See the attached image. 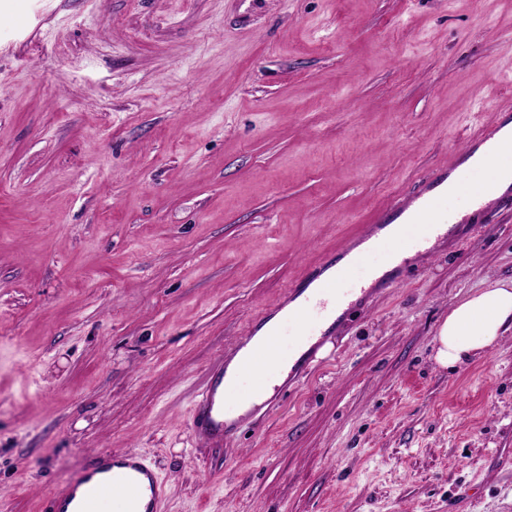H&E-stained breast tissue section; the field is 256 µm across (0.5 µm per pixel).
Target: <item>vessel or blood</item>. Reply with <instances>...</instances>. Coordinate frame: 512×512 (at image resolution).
Segmentation results:
<instances>
[{
  "label": "vessel or blood",
  "instance_id": "vessel-or-blood-1",
  "mask_svg": "<svg viewBox=\"0 0 512 512\" xmlns=\"http://www.w3.org/2000/svg\"><path fill=\"white\" fill-rule=\"evenodd\" d=\"M502 129L498 123L469 139L458 152L454 167L431 172L408 202L396 204L391 216L371 225L364 239L344 249L345 266L335 269L329 263H322L309 277L287 289L283 298L252 324L249 339L239 342L237 350L222 357L220 368L195 400L188 422L195 437L208 445L220 446L235 430L237 406L225 402L224 393L233 390L239 372L248 370L267 351V342L258 340L257 335L274 316L282 313L297 319L312 307L322 310L330 304L342 307L337 283L344 279L348 267L361 261L365 246L384 249L386 261L397 267L406 253L440 236L443 191L455 166L474 156L485 163L512 147V135H503ZM325 343L322 337L314 341L301 337L297 342L298 357L290 369L285 368L281 357H270L263 368L264 374L273 380L270 392L259 401L250 402L247 416L272 408L285 390L276 381L278 374L284 371L289 381L298 380ZM167 497L166 484L145 456L133 450L108 451L99 456L92 471L84 472L51 497L44 512H104L108 505L116 512H163Z\"/></svg>",
  "mask_w": 512,
  "mask_h": 512
}]
</instances>
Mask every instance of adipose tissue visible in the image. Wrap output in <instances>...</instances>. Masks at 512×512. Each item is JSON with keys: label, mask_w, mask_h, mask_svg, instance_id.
<instances>
[{"label": "adipose tissue", "mask_w": 512, "mask_h": 512, "mask_svg": "<svg viewBox=\"0 0 512 512\" xmlns=\"http://www.w3.org/2000/svg\"><path fill=\"white\" fill-rule=\"evenodd\" d=\"M505 172L512 175V152L501 153L492 166L478 165L462 168L449 183L445 200L453 217H462L464 203L471 195L466 187L472 174H483L484 193L481 203H488L499 196L494 188L492 174ZM512 325V284L498 282L454 305L441 325L437 338L436 360L441 366H454L471 356L491 348Z\"/></svg>", "instance_id": "adipose-tissue-1"}]
</instances>
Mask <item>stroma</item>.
<instances>
[{"label":"stroma","instance_id":"stroma-1","mask_svg":"<svg viewBox=\"0 0 512 512\" xmlns=\"http://www.w3.org/2000/svg\"><path fill=\"white\" fill-rule=\"evenodd\" d=\"M512 107V0H0V512L141 452L166 512H512V198L352 304L223 447L189 414L286 289ZM512 327V283L498 282L454 305L437 337L436 360L456 364L485 352ZM327 337L323 336L311 342L305 333L301 335V338L296 342L298 357L294 361V366L289 370L288 384L298 380L314 361L319 351L325 345Z\"/></svg>","mask_w":512,"mask_h":512}]
</instances>
